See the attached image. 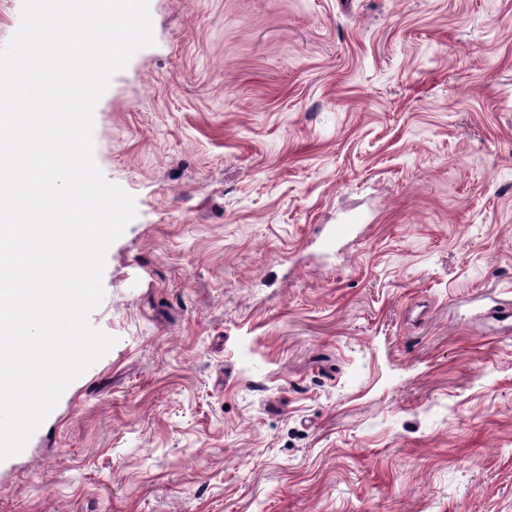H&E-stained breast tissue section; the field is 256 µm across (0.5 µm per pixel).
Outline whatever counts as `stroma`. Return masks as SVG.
<instances>
[{
    "mask_svg": "<svg viewBox=\"0 0 512 512\" xmlns=\"http://www.w3.org/2000/svg\"><path fill=\"white\" fill-rule=\"evenodd\" d=\"M150 13L95 110L118 342L0 512H512V0Z\"/></svg>",
    "mask_w": 512,
    "mask_h": 512,
    "instance_id": "1",
    "label": "stroma"
}]
</instances>
